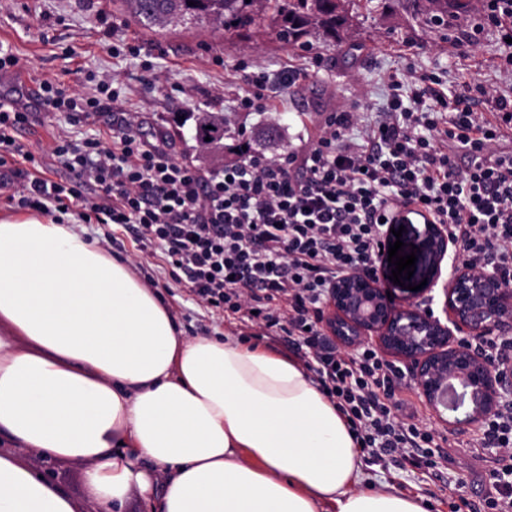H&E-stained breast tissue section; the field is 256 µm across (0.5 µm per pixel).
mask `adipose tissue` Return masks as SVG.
I'll use <instances>...</instances> for the list:
<instances>
[{
    "instance_id": "obj_1",
    "label": "adipose tissue",
    "mask_w": 512,
    "mask_h": 512,
    "mask_svg": "<svg viewBox=\"0 0 512 512\" xmlns=\"http://www.w3.org/2000/svg\"><path fill=\"white\" fill-rule=\"evenodd\" d=\"M0 512H74L17 449L86 461L105 512H429L365 485L344 416L294 358L180 336L131 268L69 224L0 219ZM169 472L162 494L156 472Z\"/></svg>"
}]
</instances>
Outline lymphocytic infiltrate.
<instances>
[{
  "mask_svg": "<svg viewBox=\"0 0 512 512\" xmlns=\"http://www.w3.org/2000/svg\"><path fill=\"white\" fill-rule=\"evenodd\" d=\"M492 33L512 39V0H485L460 30L458 55L471 56ZM499 71L503 85L465 80L451 96L432 75L390 77L381 108L327 113L303 146L275 158L246 152L219 170L178 159L167 127L146 133L139 113L123 110L126 92L114 77L85 75L78 91L42 79L35 107L0 94V189L12 187L25 208L74 210L85 224L133 229L140 250H162L193 300L236 316L313 372L375 462L429 467L436 433L393 405L399 369L369 346L340 350L322 329L323 305L336 280L371 270L382 256L383 221L398 204L428 211L464 262L512 288V155L498 150L512 136V50ZM313 76L292 68L273 83L240 72L237 109L269 111L276 95ZM37 111L66 113L74 126L108 118L107 131L55 136L51 156L68 182L41 171L18 178L20 164L35 161L18 133ZM468 445L501 449L504 465L490 474L484 506L512 512V404Z\"/></svg>",
  "mask_w": 512,
  "mask_h": 512,
  "instance_id": "lymphocytic-infiltrate-1",
  "label": "lymphocytic infiltrate"
}]
</instances>
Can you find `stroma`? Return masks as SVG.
Masks as SVG:
<instances>
[{
	"label": "stroma",
	"mask_w": 512,
	"mask_h": 512,
	"mask_svg": "<svg viewBox=\"0 0 512 512\" xmlns=\"http://www.w3.org/2000/svg\"><path fill=\"white\" fill-rule=\"evenodd\" d=\"M484 0H471L468 10L449 8L445 24L430 23L425 0H355L350 6L352 23L342 40L334 41L314 34L307 47L285 46L273 34L246 39L212 28L180 29L157 36L130 19L118 0H0V47L9 49L19 60L20 73L28 81L53 77L70 89H79L77 69L95 73L108 72L130 86L127 108L144 113L149 122L172 120L184 108V91H192L195 105L211 102L215 90H222L223 101L215 112L224 117L226 126L244 129V141L266 156L273 157L284 149L294 148L313 133L324 110H338L351 103L374 107L385 102L389 75L431 74L440 78L444 91L455 88L459 77L466 76L485 84L499 82L497 72L499 46L486 37L475 56L458 58L452 40L455 29L477 17ZM106 14L118 25L122 38L139 46V57L113 58L102 49L103 28L98 14ZM323 62L319 75L309 81L302 98H291L284 112H238L235 101L242 90L237 81L241 63H252L270 77L291 66H308L310 54ZM163 69L162 84L144 85L142 63ZM103 119H92L73 127L63 113L35 114L21 139L36 161L46 163L47 175L61 182L65 169L49 165V148L59 130L72 129L76 137L96 134ZM423 230L418 220L405 222L402 233L404 253H415L416 270L410 279L411 289L394 284L392 268L380 260L376 273L383 286L400 301L411 300L420 309L443 310L441 286L429 285L431 266L420 249ZM84 231L90 240L102 242L114 235L110 245L113 257L128 263L141 279L162 281L158 293L171 309L185 338L209 336L231 337L243 345H255L253 337L243 335L222 313L198 305L182 289L169 287V269L160 250L139 251L132 233L115 224H88ZM395 401L412 405L424 426L442 438V456L432 468L416 469L395 464L380 466L365 459L364 470L376 483H388L400 492L429 500L432 512H455L459 500L481 504L491 486L487 473L495 465L498 449L483 448L471 453L463 444L472 430L448 428L456 412L436 416L410 379H403ZM21 464L57 487L72 503L75 512H103L89 489L86 462L52 458L34 450L18 453Z\"/></svg>",
	"instance_id": "obj_1"
}]
</instances>
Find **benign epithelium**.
Listing matches in <instances>:
<instances>
[{
  "mask_svg": "<svg viewBox=\"0 0 512 512\" xmlns=\"http://www.w3.org/2000/svg\"><path fill=\"white\" fill-rule=\"evenodd\" d=\"M424 249L434 278L448 253L439 224L424 225ZM376 273L343 277L330 289L328 329L344 347L376 342L383 355L406 364L414 387L434 411L448 407L451 381L470 392L463 424L489 416L512 397V358L491 362L473 342L512 333V289L494 274L466 264L445 286V319L387 296Z\"/></svg>",
  "mask_w": 512,
  "mask_h": 512,
  "instance_id": "1",
  "label": "benign epithelium"
}]
</instances>
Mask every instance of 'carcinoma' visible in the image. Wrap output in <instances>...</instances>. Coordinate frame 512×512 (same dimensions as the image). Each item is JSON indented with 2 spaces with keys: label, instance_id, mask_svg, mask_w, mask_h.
Returning a JSON list of instances; mask_svg holds the SVG:
<instances>
[{
  "label": "carcinoma",
  "instance_id": "1",
  "mask_svg": "<svg viewBox=\"0 0 512 512\" xmlns=\"http://www.w3.org/2000/svg\"><path fill=\"white\" fill-rule=\"evenodd\" d=\"M195 5H189V2ZM126 11L151 32L181 27L222 28L246 35L269 29L276 39L294 45L313 31L331 38L346 27L347 16L336 11V0H122ZM195 138L204 148L224 153V117L200 112Z\"/></svg>",
  "mask_w": 512,
  "mask_h": 512
}]
</instances>
